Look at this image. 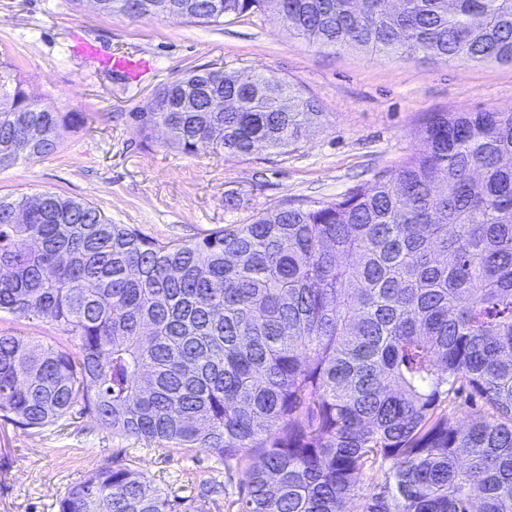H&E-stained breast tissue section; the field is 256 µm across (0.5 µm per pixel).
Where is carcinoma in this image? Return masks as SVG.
<instances>
[{
	"mask_svg": "<svg viewBox=\"0 0 512 512\" xmlns=\"http://www.w3.org/2000/svg\"><path fill=\"white\" fill-rule=\"evenodd\" d=\"M140 17L271 12L334 50L512 65V0H157ZM192 70L141 130L193 155L298 147L325 112L266 73ZM243 99L211 112L214 98ZM0 62V169L72 125ZM396 169L196 240H159L56 192L0 196V313L71 346L0 335V421L90 415L246 470L238 512H512V110L436 112ZM467 393L480 407L456 419ZM58 512H206L145 473L98 469Z\"/></svg>",
	"mask_w": 512,
	"mask_h": 512,
	"instance_id": "1",
	"label": "carcinoma"
}]
</instances>
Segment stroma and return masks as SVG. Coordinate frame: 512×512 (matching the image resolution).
Masks as SVG:
<instances>
[{
  "instance_id": "1",
  "label": "stroma",
  "mask_w": 512,
  "mask_h": 512,
  "mask_svg": "<svg viewBox=\"0 0 512 512\" xmlns=\"http://www.w3.org/2000/svg\"><path fill=\"white\" fill-rule=\"evenodd\" d=\"M82 42L146 61V70L134 79L101 66L76 53ZM0 60L42 103L80 115L54 154L0 169V195L64 194L167 240L241 224L287 200L334 199L397 167L431 113L512 110V66L333 51L294 38L269 14L214 26L110 16L95 0H0ZM208 65L278 75L321 104L322 126L295 151L229 161L223 150L189 155L140 131L135 115L151 111L161 87ZM116 465L188 502L210 487L209 512H236L247 469L115 435L90 417L38 433L0 422V512H58L70 486Z\"/></svg>"
}]
</instances>
